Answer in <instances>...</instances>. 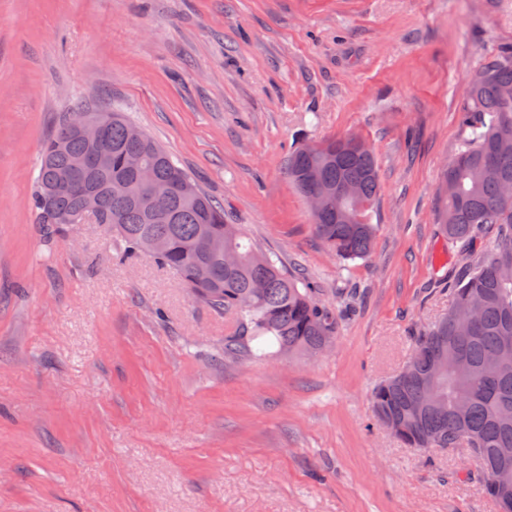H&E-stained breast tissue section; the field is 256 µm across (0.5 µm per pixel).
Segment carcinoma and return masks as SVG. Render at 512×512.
I'll use <instances>...</instances> for the list:
<instances>
[{"instance_id": "obj_1", "label": "carcinoma", "mask_w": 512, "mask_h": 512, "mask_svg": "<svg viewBox=\"0 0 512 512\" xmlns=\"http://www.w3.org/2000/svg\"><path fill=\"white\" fill-rule=\"evenodd\" d=\"M81 118L104 126L99 148L73 128ZM129 126L121 113L93 107L60 114L42 145L31 193L43 235L59 234L86 215L121 238L126 258L156 259L197 301L237 318L238 334L224 339L226 357L255 355L267 343L280 353L316 355L335 340L336 310L317 298V289L279 265L241 225L225 222L224 208L153 138L130 140ZM462 126L463 149L441 175L437 221L466 262L449 288L448 314L417 333L405 366L374 389L372 404L411 448H466L481 467L480 491L501 509L503 497L512 495V193L505 194L512 189V51L471 75ZM316 146L305 143L291 153L288 178L305 197L352 187V195L312 214V228L338 259H362L376 235L369 219L379 191L375 158L349 137ZM99 150L108 155L105 165L97 161ZM133 152L153 168L156 188L187 184V192L171 197L168 214L146 212L144 189L127 163ZM77 158L84 159L78 174L84 195L55 182ZM484 236L492 245L479 249ZM160 238L165 248L156 253L152 244ZM200 265L209 268L205 278ZM437 358L443 369L427 382Z\"/></svg>"}]
</instances>
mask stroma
<instances>
[{"instance_id":"35a3bbf8","label":"stroma","mask_w":512,"mask_h":512,"mask_svg":"<svg viewBox=\"0 0 512 512\" xmlns=\"http://www.w3.org/2000/svg\"><path fill=\"white\" fill-rule=\"evenodd\" d=\"M512 0H0V512H497L464 449L384 428L374 388L448 310L437 186ZM125 113L335 308L317 355L228 359L231 315L100 225L30 206L60 113ZM364 137L370 255L336 260L286 161Z\"/></svg>"}]
</instances>
